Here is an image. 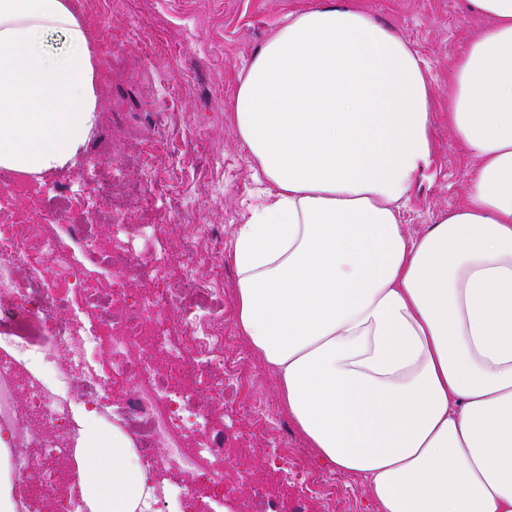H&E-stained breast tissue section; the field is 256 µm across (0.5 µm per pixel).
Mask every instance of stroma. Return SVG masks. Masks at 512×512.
<instances>
[{"label":"stroma","mask_w":512,"mask_h":512,"mask_svg":"<svg viewBox=\"0 0 512 512\" xmlns=\"http://www.w3.org/2000/svg\"><path fill=\"white\" fill-rule=\"evenodd\" d=\"M381 23L401 34L425 62L435 95L434 160L418 180L402 213L410 235L424 231L440 213L459 203L470 161L448 128L451 61L468 40L488 26V19L463 11V0H356ZM320 0H95L80 18L97 48H110L109 65L101 66L98 121L84 153L108 150L116 189L123 195L130 224H152L155 235L139 243L126 275L129 300L138 301L157 277L180 281L187 292L214 279L223 281L224 352H248L234 325L236 272L230 261L234 233L263 203L268 188L256 178L236 132L232 106L237 75L250 58L284 25L291 13L318 6ZM67 191L74 212H84L99 191L98 181L82 162L31 179L26 194L0 182V211L38 218L55 191ZM154 192L147 212L137 209L143 192ZM209 228L203 239L173 234L172 225ZM112 269L88 265L84 290L71 294L69 308L59 310L74 330L101 323L104 310L88 306L87 293L107 296ZM248 383L253 408L274 428L278 439L251 435L246 414L220 401L217 384L190 388L187 409L206 408L207 428L200 443L227 429L237 430L247 453L239 458H209L194 476L198 497L169 512H212L223 500L225 485L243 472L272 480L289 504L302 512H325L316 487L300 488L275 472L281 446H288L315 478L336 486V512H377L364 482L322 463L283 410L278 382L259 361L250 360Z\"/></svg>","instance_id":"1"}]
</instances>
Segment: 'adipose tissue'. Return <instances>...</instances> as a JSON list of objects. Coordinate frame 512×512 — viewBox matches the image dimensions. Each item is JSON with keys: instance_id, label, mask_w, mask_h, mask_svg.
Returning a JSON list of instances; mask_svg holds the SVG:
<instances>
[{"instance_id": "1", "label": "adipose tissue", "mask_w": 512, "mask_h": 512, "mask_svg": "<svg viewBox=\"0 0 512 512\" xmlns=\"http://www.w3.org/2000/svg\"><path fill=\"white\" fill-rule=\"evenodd\" d=\"M453 63L462 200L416 236L433 161L426 68L354 0L290 14L239 77L233 121L269 202L239 225L237 331L284 410L378 512H512V0ZM67 51L47 50L51 35ZM99 110L98 52L71 0H0V168L73 164ZM95 512H135L131 438L87 446Z\"/></svg>"}]
</instances>
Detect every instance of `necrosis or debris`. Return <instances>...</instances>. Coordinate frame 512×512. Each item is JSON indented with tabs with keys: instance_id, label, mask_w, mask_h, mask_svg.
Returning a JSON list of instances; mask_svg holds the SVG:
<instances>
[{
	"instance_id": "obj_1",
	"label": "necrosis or debris",
	"mask_w": 512,
	"mask_h": 512,
	"mask_svg": "<svg viewBox=\"0 0 512 512\" xmlns=\"http://www.w3.org/2000/svg\"><path fill=\"white\" fill-rule=\"evenodd\" d=\"M64 204V199H57L41 224L19 217L0 224V442L9 451L16 512H31L39 486L58 481V461L75 455L65 440L48 442L39 456L28 454L23 445L34 427L74 430L75 412L63 400V392L76 389L83 403L102 409L109 404L107 392L116 375L133 390L117 412L119 422L140 445L144 466L167 476L143 512H162L166 498L194 497L198 488L190 483V475L211 456L237 455L239 440L231 433L206 446L187 448L189 435L205 427L207 411L198 408L180 415L177 405L183 390L156 375L149 362H128L124 351L133 341L143 340L169 357L176 375L207 377L213 367H220L233 390L248 371L247 359L224 357V309L216 302L218 289H200L198 297L206 305L196 311L160 281L130 309L123 331L112 340V369L103 371L98 329L77 336L66 321L48 317L65 307L70 293L82 284L69 249L49 234V225L69 224L85 255L100 253L95 229L71 222ZM48 260L56 268L51 281L44 275ZM24 379L30 396L25 413L17 405Z\"/></svg>"
}]
</instances>
